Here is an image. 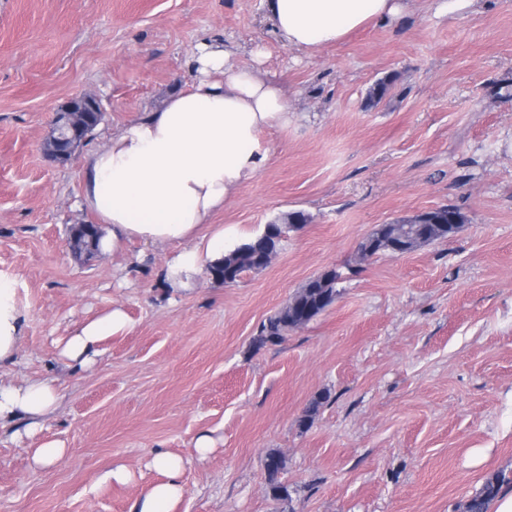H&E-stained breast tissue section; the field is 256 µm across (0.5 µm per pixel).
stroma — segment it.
I'll list each match as a JSON object with an SVG mask.
<instances>
[{
	"instance_id": "35a3bbf8",
	"label": "stroma",
	"mask_w": 512,
	"mask_h": 512,
	"mask_svg": "<svg viewBox=\"0 0 512 512\" xmlns=\"http://www.w3.org/2000/svg\"><path fill=\"white\" fill-rule=\"evenodd\" d=\"M406 2L398 20L309 55L274 36L264 0H0V278L25 318L0 380L63 395L34 434L0 430V512H127L160 451L188 461L174 512H280L272 452L292 512H463L487 477L512 479V0ZM213 37L244 67L262 51L291 112L264 131L266 165L214 223L231 245L288 211L308 223L229 286L205 271L164 287L155 271L173 244L76 259L70 227L95 220L81 205L84 155L189 84L194 47ZM386 77L389 97L367 106ZM83 93L104 119L51 163L53 116ZM447 204L467 217L455 236L358 260L375 225ZM329 268L343 274L336 301L256 346ZM116 307L131 329L90 365L63 356ZM204 433L214 446L201 457ZM48 441L65 456L37 466ZM118 464L132 480L104 481ZM283 464V458L279 454L273 452L269 453L265 460L269 492L273 498L286 502L290 499L288 487L278 480V474L282 470Z\"/></svg>"
}]
</instances>
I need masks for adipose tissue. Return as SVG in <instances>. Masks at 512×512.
Wrapping results in <instances>:
<instances>
[{"label":"adipose tissue","instance_id":"1","mask_svg":"<svg viewBox=\"0 0 512 512\" xmlns=\"http://www.w3.org/2000/svg\"><path fill=\"white\" fill-rule=\"evenodd\" d=\"M272 31L291 49L314 52L371 20H393L405 0H265ZM195 78L156 110L142 113L89 152L80 172L83 207L104 230L102 251L137 240L178 245L163 268L168 287L189 288L227 249L223 227L211 226L222 209L265 166L270 148L261 132L287 125L288 102L260 66L244 68L221 41L197 45L189 60ZM121 308L82 325L64 355L91 362L100 342L128 330ZM23 341L21 312L10 282L0 279V364L12 362ZM61 393L44 381L0 384V425L25 421L26 433L57 410ZM153 467L164 476L149 485L128 512H173L182 499L183 459L160 452Z\"/></svg>","mask_w":512,"mask_h":512}]
</instances>
